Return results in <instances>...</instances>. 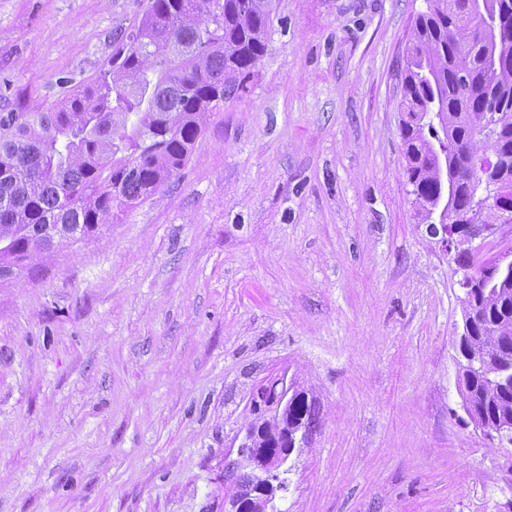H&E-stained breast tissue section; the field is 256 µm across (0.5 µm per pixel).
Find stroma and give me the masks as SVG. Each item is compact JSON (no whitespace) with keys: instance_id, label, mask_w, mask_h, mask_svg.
I'll use <instances>...</instances> for the list:
<instances>
[{"instance_id":"stroma-1","label":"stroma","mask_w":512,"mask_h":512,"mask_svg":"<svg viewBox=\"0 0 512 512\" xmlns=\"http://www.w3.org/2000/svg\"><path fill=\"white\" fill-rule=\"evenodd\" d=\"M143 0H0V113L95 77ZM426 0H278L179 175L0 281V512H224L257 387L315 410L277 512H512L462 408V270L418 219L400 70Z\"/></svg>"}]
</instances>
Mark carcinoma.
Segmentation results:
<instances>
[{
	"instance_id": "obj_1",
	"label": "carcinoma",
	"mask_w": 512,
	"mask_h": 512,
	"mask_svg": "<svg viewBox=\"0 0 512 512\" xmlns=\"http://www.w3.org/2000/svg\"><path fill=\"white\" fill-rule=\"evenodd\" d=\"M403 74L401 138L421 220L456 235L474 168L512 189V0H428ZM275 0H148L109 68L50 112L0 113V265L50 251L49 230L81 237L155 196L185 166L207 119L245 91L266 51ZM488 117L494 142L478 136ZM476 270L458 384L476 421L512 416V275ZM489 357L466 369L471 354Z\"/></svg>"
}]
</instances>
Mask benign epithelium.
<instances>
[{"label":"benign epithelium","instance_id":"benign-epithelium-1","mask_svg":"<svg viewBox=\"0 0 512 512\" xmlns=\"http://www.w3.org/2000/svg\"><path fill=\"white\" fill-rule=\"evenodd\" d=\"M474 179L485 195H477L473 201L466 224L471 240L494 233L496 227L488 220L491 213L506 222L512 219V207L506 205L512 191L493 183L482 172L475 174ZM299 397L301 393L283 377L259 386L253 393L251 411L257 416V424L247 429L239 445V459L228 464L224 473V480L238 487L229 500V512H246L247 504L254 499L260 512H268L276 493L286 488L282 467L297 440L303 441L307 435L303 422L288 419V410Z\"/></svg>","mask_w":512,"mask_h":512}]
</instances>
